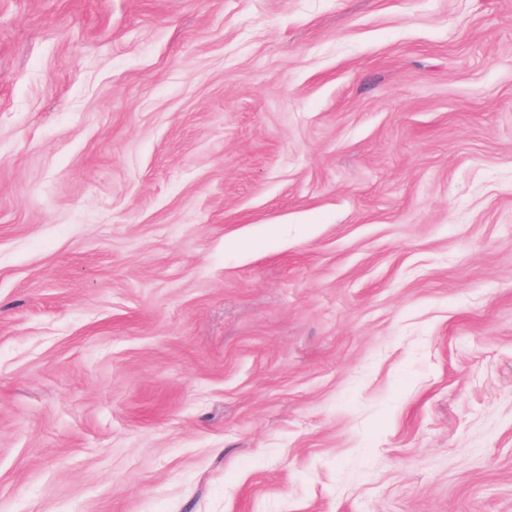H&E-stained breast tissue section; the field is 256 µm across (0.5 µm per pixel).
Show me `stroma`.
Returning a JSON list of instances; mask_svg holds the SVG:
<instances>
[{
    "instance_id": "stroma-1",
    "label": "stroma",
    "mask_w": 512,
    "mask_h": 512,
    "mask_svg": "<svg viewBox=\"0 0 512 512\" xmlns=\"http://www.w3.org/2000/svg\"><path fill=\"white\" fill-rule=\"evenodd\" d=\"M0 512H512V0H0Z\"/></svg>"
}]
</instances>
